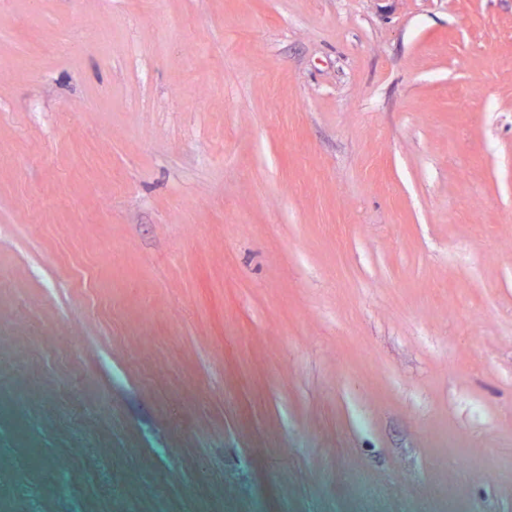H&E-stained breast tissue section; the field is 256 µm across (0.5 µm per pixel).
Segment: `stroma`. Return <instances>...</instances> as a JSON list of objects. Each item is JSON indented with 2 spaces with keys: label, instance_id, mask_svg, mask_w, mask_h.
<instances>
[{
  "label": "stroma",
  "instance_id": "1",
  "mask_svg": "<svg viewBox=\"0 0 512 512\" xmlns=\"http://www.w3.org/2000/svg\"><path fill=\"white\" fill-rule=\"evenodd\" d=\"M0 512H512V0H0Z\"/></svg>",
  "mask_w": 512,
  "mask_h": 512
}]
</instances>
